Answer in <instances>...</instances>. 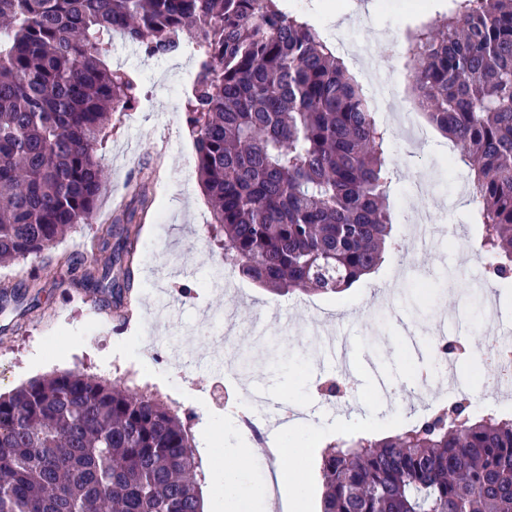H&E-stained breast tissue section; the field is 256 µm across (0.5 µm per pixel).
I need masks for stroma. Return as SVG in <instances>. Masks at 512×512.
Returning <instances> with one entry per match:
<instances>
[{
  "label": "stroma",
  "mask_w": 512,
  "mask_h": 512,
  "mask_svg": "<svg viewBox=\"0 0 512 512\" xmlns=\"http://www.w3.org/2000/svg\"><path fill=\"white\" fill-rule=\"evenodd\" d=\"M324 0H280L281 8L314 22L342 58L352 59L360 75L386 77L398 101L407 97L408 38L437 14L448 0H423L416 9L351 10L352 0H331L340 15L323 12ZM110 68L130 74L138 96L126 112L112 117V133L101 163L107 193L93 223L83 224L51 247L57 254L89 256L102 265L106 255H90V242L114 217L117 200L142 185L151 206L136 215L139 230L134 264V299L125 319L98 317L100 295L72 285L67 266L41 267L32 261L0 263V281L19 270L33 272L38 285L20 302H0V393H11L32 378L67 371L117 383L129 392L158 396L201 438L207 417L232 409L238 398L219 366L236 351L251 357V379L282 405L303 408L316 429L334 426L337 414L321 393L319 350L313 327L321 323L348 332V348L358 365L349 375L358 412L393 416V432L421 420L423 409L398 411L371 382L381 370L387 383L412 396V384L437 376L432 353L405 345L404 330L418 341L431 339L442 315L453 318L449 337L464 347L486 348L490 328L478 307L483 273L473 248L476 230L469 222L470 202L463 199L468 169L449 165L453 144L419 119L424 135L410 140L399 113L376 112L391 137L388 164L394 171L390 208L398 248L387 249L380 267L347 290L321 296L296 292L278 295L239 276L224 263V251L208 231L209 203L196 173V153L186 121V95L179 84L194 78L199 61L175 54L151 58L138 45L113 41L106 56ZM428 214L442 233L431 251L410 250L414 218ZM195 287L186 297L181 287ZM278 319H271L270 311ZM135 340L145 361L116 354Z\"/></svg>",
  "instance_id": "obj_1"
}]
</instances>
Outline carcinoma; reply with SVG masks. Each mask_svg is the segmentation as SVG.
<instances>
[{
	"instance_id": "cac0c4a2",
	"label": "carcinoma",
	"mask_w": 512,
	"mask_h": 512,
	"mask_svg": "<svg viewBox=\"0 0 512 512\" xmlns=\"http://www.w3.org/2000/svg\"><path fill=\"white\" fill-rule=\"evenodd\" d=\"M451 2L414 38L410 89L470 168L485 271L508 281L512 0ZM116 33L151 57L196 50L187 124L211 236L240 275L337 294L378 269L395 244L386 133L336 49L279 0H0V260L78 264L47 250L94 220L108 114L136 100L105 62ZM93 248L110 262L79 286L122 299L129 229L107 225ZM321 465L322 512H512V417L461 397L394 436L330 442ZM202 479L190 428L155 397L74 371L0 395V512H203Z\"/></svg>"
}]
</instances>
